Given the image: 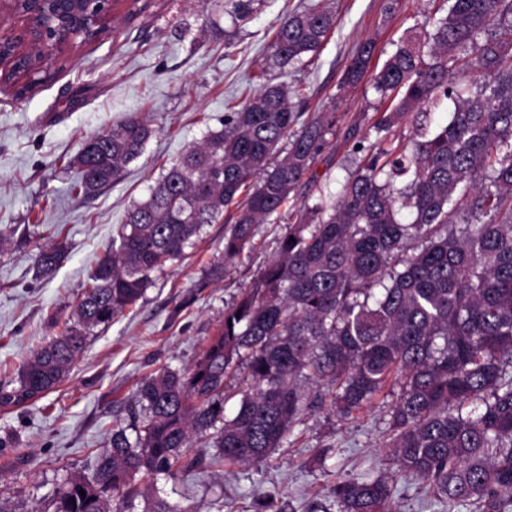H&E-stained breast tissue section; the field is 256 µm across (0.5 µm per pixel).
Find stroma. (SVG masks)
<instances>
[{"label":"stroma","instance_id":"35a3bbf8","mask_svg":"<svg viewBox=\"0 0 512 512\" xmlns=\"http://www.w3.org/2000/svg\"><path fill=\"white\" fill-rule=\"evenodd\" d=\"M141 2L131 17L130 0H117L106 33L60 56L32 93L19 98L0 85V390L17 388L27 358L60 333L127 210L148 198L164 166L237 109L258 68L300 91L303 112L335 113L336 133L307 177L337 187L354 157L348 130L366 133L379 106L370 76L341 84L353 52L375 41L370 66L379 68L428 11V0H401L391 15L386 0H325L337 19L334 34L312 64L283 67L272 56L271 28L307 0H261L239 29L212 0ZM134 113L155 128L144 155L96 194H70L77 170L69 161L83 141ZM224 229L221 220L206 225L135 307L94 331L59 385L21 405L0 404V506L7 512H49L68 477H93L116 414L143 379L194 365L225 306L253 286L283 232L279 223L259 225L253 248L223 279L204 282L224 248ZM51 244L63 256L43 275L36 257ZM392 402L378 395L348 419L323 410L261 466L160 474L145 493L186 512H250L259 493L275 494L283 512H306L314 500L338 512L329 495L337 477L368 468L394 476L380 446Z\"/></svg>","mask_w":512,"mask_h":512}]
</instances>
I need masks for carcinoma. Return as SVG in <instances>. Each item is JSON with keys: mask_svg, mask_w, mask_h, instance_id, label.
I'll list each match as a JSON object with an SVG mask.
<instances>
[{"mask_svg": "<svg viewBox=\"0 0 512 512\" xmlns=\"http://www.w3.org/2000/svg\"><path fill=\"white\" fill-rule=\"evenodd\" d=\"M258 2L221 3L244 26ZM336 25L323 0H308L273 27V57L304 62ZM374 51L371 40L359 46L342 85L361 80ZM40 58L33 49L0 80L15 85ZM470 71L483 81H455ZM372 87L388 106L370 126L375 140L356 142L359 161L340 188L295 206L276 257L224 308L195 364L141 382L93 480L67 478L53 512H135L139 476L259 465L309 416L328 408L349 417L386 389L396 400L382 447L398 474L437 504L512 512V0H442L422 31L399 40ZM448 103L447 122L433 124ZM303 115L287 86L262 83L163 169L98 259L63 333L31 354L0 402L55 387L94 330L135 306L152 275L225 215L224 251L206 273L221 279L258 225L281 218L335 134L336 113ZM153 133L148 118L131 115L87 139L72 190L112 184ZM61 257L47 247L37 266L49 273ZM234 382L240 399L228 418ZM201 437L218 449L208 461L188 455ZM393 494L367 474L331 487L340 512H397Z\"/></svg>", "mask_w": 512, "mask_h": 512, "instance_id": "cac0c4a2", "label": "carcinoma"}]
</instances>
